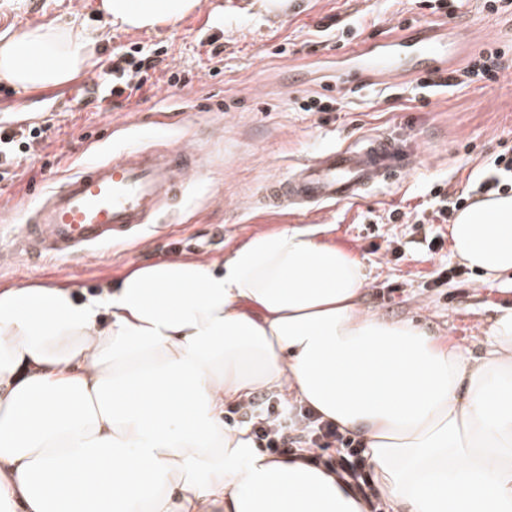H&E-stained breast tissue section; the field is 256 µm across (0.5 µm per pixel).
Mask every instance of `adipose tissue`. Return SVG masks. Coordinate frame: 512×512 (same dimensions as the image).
I'll list each match as a JSON object with an SVG mask.
<instances>
[{
  "instance_id": "obj_1",
  "label": "adipose tissue",
  "mask_w": 512,
  "mask_h": 512,
  "mask_svg": "<svg viewBox=\"0 0 512 512\" xmlns=\"http://www.w3.org/2000/svg\"><path fill=\"white\" fill-rule=\"evenodd\" d=\"M200 0H99L122 30ZM66 23L0 38V80L92 67ZM452 250L512 273V192L457 213ZM361 262L319 228L258 234L223 260L137 266L102 290L0 287V512H368L313 450L260 448L224 411L259 389L360 435L392 512H512V314L479 356L365 309Z\"/></svg>"
}]
</instances>
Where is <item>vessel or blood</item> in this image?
<instances>
[{"instance_id":"vessel-or-blood-1","label":"vessel or blood","mask_w":512,"mask_h":512,"mask_svg":"<svg viewBox=\"0 0 512 512\" xmlns=\"http://www.w3.org/2000/svg\"><path fill=\"white\" fill-rule=\"evenodd\" d=\"M450 51L447 29L422 26L419 33L383 42L371 61L360 48L344 74L355 83L367 76L387 80L437 69ZM424 155L388 136L372 135L347 146H330L290 166L287 175L259 194L262 205L298 213L360 200L421 167ZM200 171L195 147H133L110 160L87 162L43 191L30 208L0 262L22 254L35 260L85 258L155 224L177 192Z\"/></svg>"}]
</instances>
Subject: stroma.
<instances>
[{"label": "stroma", "mask_w": 512, "mask_h": 512, "mask_svg": "<svg viewBox=\"0 0 512 512\" xmlns=\"http://www.w3.org/2000/svg\"><path fill=\"white\" fill-rule=\"evenodd\" d=\"M209 0L173 25L156 31H125L95 13L97 0H0V37L38 24L71 22L99 32L101 74L113 54L132 46L160 50V73L186 72L187 82L159 81L131 100L116 102L99 91L90 106L62 112L54 103L60 88L15 89L0 81V121L23 120L46 131L43 142L16 159L12 180L0 182V245L8 244L21 214L49 180L75 171L87 159L114 157L132 146L196 140L203 161L197 181L171 211L172 223L156 225L121 244L103 247L95 259L46 263L17 259L0 266V286L34 282L92 289L157 259L212 261L249 238L284 225H322L323 241L337 245L365 266V308L391 320L414 319L439 338L479 355L498 316L512 310V274L484 281L469 271L466 282L434 288L437 269L458 266L450 246L431 251L428 241L448 235L444 224H403L388 219L429 200L431 187L468 190L470 176L488 166L503 139H512V75L483 88L472 85L430 97L428 104L397 94L389 83L357 86L338 112H300L295 102L328 93L345 45L323 46L317 32L330 17L362 27L364 43L392 36L398 22L425 23L430 11L420 0H295L287 16L270 15L256 0ZM457 20L470 25L476 42L512 44V15L489 16L479 0H465ZM224 46L211 57V39ZM190 106L186 121L154 126L155 113ZM124 134H114V125ZM368 135L416 137L425 165L400 183L355 201L302 214L268 211L258 202L263 183L283 178L288 164L329 145Z\"/></svg>", "instance_id": "1"}]
</instances>
